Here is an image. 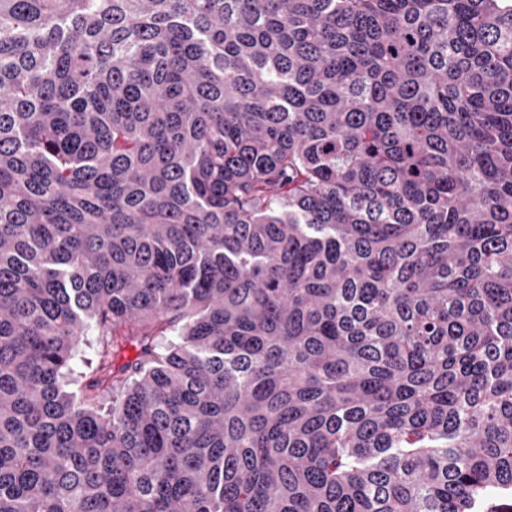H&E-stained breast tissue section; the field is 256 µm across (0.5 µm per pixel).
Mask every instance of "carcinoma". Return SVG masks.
<instances>
[{
    "label": "carcinoma",
    "mask_w": 512,
    "mask_h": 512,
    "mask_svg": "<svg viewBox=\"0 0 512 512\" xmlns=\"http://www.w3.org/2000/svg\"><path fill=\"white\" fill-rule=\"evenodd\" d=\"M509 499L512 0H0V512Z\"/></svg>",
    "instance_id": "1"
}]
</instances>
